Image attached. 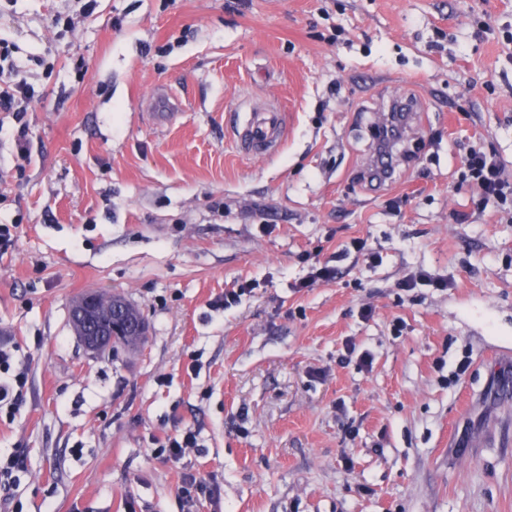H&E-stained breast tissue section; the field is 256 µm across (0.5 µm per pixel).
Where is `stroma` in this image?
I'll use <instances>...</instances> for the list:
<instances>
[{
  "mask_svg": "<svg viewBox=\"0 0 512 512\" xmlns=\"http://www.w3.org/2000/svg\"><path fill=\"white\" fill-rule=\"evenodd\" d=\"M0 35L43 95L0 116V339L28 370L0 512H512V212L462 163L480 142L512 176V0H0ZM159 88L184 101L160 129ZM396 99L417 128L378 187ZM272 105L277 149L243 152ZM317 261L335 280L303 287ZM420 267L447 287L401 289ZM88 290L145 344L86 351ZM187 474L217 494L187 505ZM196 445L195 432L191 430L176 431L174 434L166 435L160 450L165 461L177 463L186 448H195Z\"/></svg>",
  "mask_w": 512,
  "mask_h": 512,
  "instance_id": "1",
  "label": "stroma"
}]
</instances>
